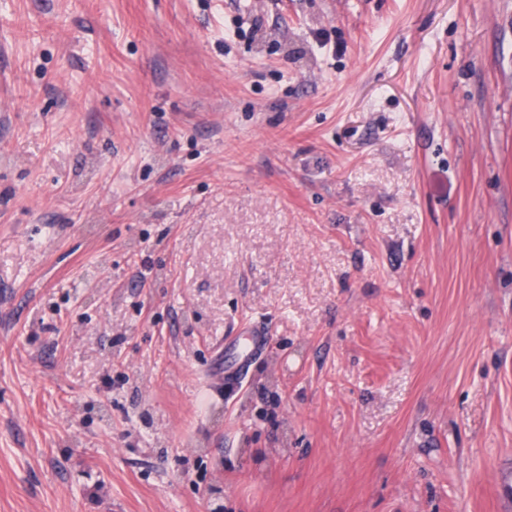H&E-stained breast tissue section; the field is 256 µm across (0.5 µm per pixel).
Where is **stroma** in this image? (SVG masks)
<instances>
[{"instance_id":"obj_1","label":"stroma","mask_w":512,"mask_h":512,"mask_svg":"<svg viewBox=\"0 0 512 512\" xmlns=\"http://www.w3.org/2000/svg\"><path fill=\"white\" fill-rule=\"evenodd\" d=\"M508 478L512 0H0V512ZM270 339L261 322L245 324L237 336L224 340V352L214 370L223 378L240 379L246 367L268 347Z\"/></svg>"}]
</instances>
